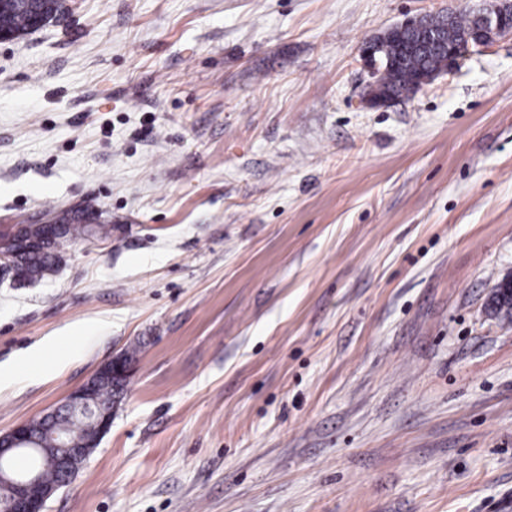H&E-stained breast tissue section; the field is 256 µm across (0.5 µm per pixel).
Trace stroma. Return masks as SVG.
I'll list each match as a JSON object with an SVG mask.
<instances>
[{"label": "stroma", "mask_w": 512, "mask_h": 512, "mask_svg": "<svg viewBox=\"0 0 512 512\" xmlns=\"http://www.w3.org/2000/svg\"><path fill=\"white\" fill-rule=\"evenodd\" d=\"M493 0H67L0 42V436L135 347L46 512H512V39L372 106L362 45ZM44 215L53 216V221L40 224L44 227V238L53 239L59 232L58 224L62 226V234L55 241L48 243L44 248L36 251H27L18 254L12 261L15 251L13 247L25 244L24 231L27 224H6L2 227V238H0V275L11 265L10 272L15 280L19 282L41 281L50 276L54 271L59 258V251H56L55 244L62 240H105L111 232L112 227L107 224H87L95 220L94 217L80 213L79 211H59L54 206L47 207ZM43 223V224H42Z\"/></svg>", "instance_id": "1"}]
</instances>
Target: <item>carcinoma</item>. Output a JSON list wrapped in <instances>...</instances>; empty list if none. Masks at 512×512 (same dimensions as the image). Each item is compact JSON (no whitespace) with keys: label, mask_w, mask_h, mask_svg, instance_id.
Segmentation results:
<instances>
[{"label":"carcinoma","mask_w":512,"mask_h":512,"mask_svg":"<svg viewBox=\"0 0 512 512\" xmlns=\"http://www.w3.org/2000/svg\"><path fill=\"white\" fill-rule=\"evenodd\" d=\"M68 11L65 0H8L0 6V33L19 39L34 29L38 16L43 15L53 20ZM475 25L471 15H450L448 19L440 18L429 28L426 42H420L418 35L409 29L394 31L382 42L383 73L372 88L376 97H407L417 90L418 83L433 77L441 71L448 58L447 43L458 46L468 44L465 35ZM44 214L55 218V223L62 226V234L57 240H105L112 227L107 224H94L92 218L78 211H59L53 206L44 210ZM59 258L55 243L50 242L44 248L18 254L12 261L10 272L19 282L41 281L54 271ZM127 380L117 379L112 384L103 385L97 392V401L110 405L113 399L120 397ZM87 422L80 416H70L65 422L64 434L74 447L78 448L85 441Z\"/></svg>","instance_id":"cac0c4a2"}]
</instances>
